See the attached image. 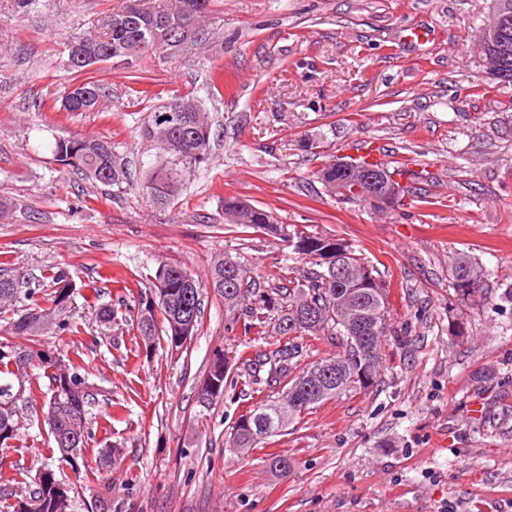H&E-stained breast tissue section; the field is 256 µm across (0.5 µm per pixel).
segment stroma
I'll return each mask as SVG.
<instances>
[{"label":"stroma","mask_w":512,"mask_h":512,"mask_svg":"<svg viewBox=\"0 0 512 512\" xmlns=\"http://www.w3.org/2000/svg\"><path fill=\"white\" fill-rule=\"evenodd\" d=\"M132 2L42 0L20 15L0 0V201L15 208L0 220V269L35 291L20 313L46 304L56 272L68 276L71 302L39 341L73 358L92 394L88 465L75 471L43 421L48 372L30 370L36 397L0 446V512H17L47 468L71 512H512V85L488 77L475 52L492 0H211L205 26L177 44L69 69L67 38ZM86 80L107 88L103 111L53 107ZM185 94L212 120L211 160L160 210L141 190L160 156L141 129L151 108ZM80 134L112 141L129 185L52 161L55 139ZM308 139L322 154L305 151ZM368 140L418 162L413 202L381 212L323 189L325 158ZM228 197L343 240L391 289L381 384L321 404L244 456L226 440L247 386L198 403L215 354L244 341L242 308L209 289L183 350L134 336L135 302L159 263L203 282L230 253L264 286L304 266L280 239L232 232ZM459 253L487 271L468 301L451 275ZM284 453L291 470L271 471L268 457Z\"/></svg>","instance_id":"1"}]
</instances>
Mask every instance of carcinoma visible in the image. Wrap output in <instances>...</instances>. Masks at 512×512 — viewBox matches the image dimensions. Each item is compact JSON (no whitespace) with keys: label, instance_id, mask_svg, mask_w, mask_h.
<instances>
[{"label":"carcinoma","instance_id":"carcinoma-1","mask_svg":"<svg viewBox=\"0 0 512 512\" xmlns=\"http://www.w3.org/2000/svg\"><path fill=\"white\" fill-rule=\"evenodd\" d=\"M209 2L177 0L170 10L128 6L122 10L130 21L126 27H113L108 17L100 34L72 36L68 66L76 72L86 70L87 65L75 51V46L82 42L115 47L143 39L153 42L149 24L154 17H163L170 23L168 32L160 34L159 39L177 43L184 37L186 29L203 17ZM491 43L508 49L507 73L499 81L509 85L512 83V21L508 22L507 29L492 38ZM82 88L89 90L91 101L86 103L68 91L62 97L63 110L76 113L100 111L101 101L108 96L106 89L94 81L83 82ZM185 102L191 106V112L187 113L181 125L168 128L158 121L159 115L171 105ZM196 130L211 132L199 102L193 98H175L149 113L143 135L155 139L162 154L161 162L146 175L141 186L153 207L161 210L170 207L181 195L187 176L208 163L211 139L193 137ZM51 152L54 161L73 168L89 181L118 188L127 182L126 167L118 161L112 142L105 138L83 135L60 138L54 142ZM403 166L405 163L399 162L392 169L388 164H376L362 157L349 163L329 160L317 171V179L327 188L338 181L349 180L360 169H370L374 171L375 181L368 195L381 199L394 182V176L402 175ZM159 185L170 186L172 190L160 192L157 189ZM224 219L243 233L250 229L261 230L278 238L283 232H289L293 237V253L310 260L311 264L303 274L292 266L288 267L269 289L259 295L260 305L243 314V335L266 336L272 329L281 340L272 349H259L252 353L246 345L238 352L237 377L243 379L258 397L242 411L229 433V447L242 453L263 447L266 440L279 435L293 420L339 396L353 384L363 389L379 385L381 336L386 329L390 288L376 275L373 265L333 236L314 233L297 224L284 226L277 223L271 212L233 197L224 199ZM339 253L344 254L347 267L365 274V279L331 278L328 266L338 262ZM451 270L457 292H477L482 288L483 269L470 256L461 254L454 258ZM53 283L50 306H38L9 322L6 332L11 336H23L27 342L13 343L7 338L0 341V385L11 381V376L15 375L17 363L14 353L26 352L37 356V364L52 369L49 380L56 395L50 398L47 406L54 409L59 427L67 429L76 418L86 420L90 394L84 389L78 393L65 390L64 380L58 372V358L38 348L34 340L54 321L56 313L70 304L73 294L70 280L57 273L53 276ZM208 283L229 306L235 305L245 292L257 286L247 265L228 254L213 260ZM160 286L169 289L167 298L157 301L149 316L137 315L139 334L151 340L162 331L167 342H172V319L184 306L194 316L193 330H198L205 286L181 266L164 264L156 270L149 290L139 293L138 303L147 304L149 294ZM22 294L29 297L32 292L24 288L19 277L0 273V314L8 312ZM310 310L318 313L316 319L306 317ZM271 311L277 314L273 324L266 317V313ZM308 335L327 341L339 352L302 364V349L295 339ZM326 369L339 372V377L331 380L321 378ZM228 376L224 357L216 356L199 392L201 405L209 406L224 397ZM18 421V407L0 405L1 445L16 437ZM33 505L37 506V512H69V490L58 483L53 473L46 471L42 473L35 495L21 506L20 512H29Z\"/></svg>","mask_w":512,"mask_h":512}]
</instances>
